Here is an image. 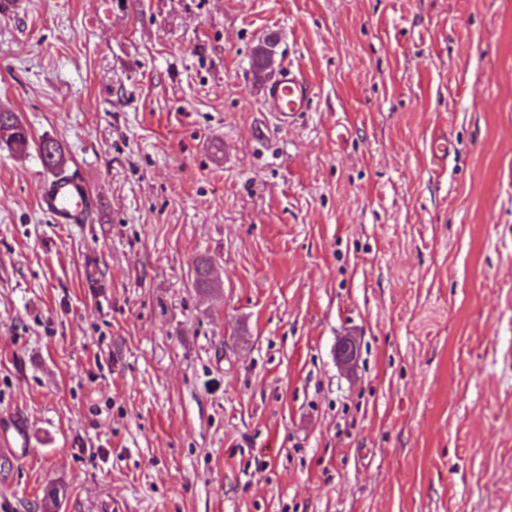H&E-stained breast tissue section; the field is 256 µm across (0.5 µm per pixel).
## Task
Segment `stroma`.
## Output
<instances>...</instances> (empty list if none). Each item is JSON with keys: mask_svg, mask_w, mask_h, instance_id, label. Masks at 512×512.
<instances>
[{"mask_svg": "<svg viewBox=\"0 0 512 512\" xmlns=\"http://www.w3.org/2000/svg\"><path fill=\"white\" fill-rule=\"evenodd\" d=\"M0 111V512H512V0H18ZM310 93L308 82L288 68L279 74L267 95L275 106L277 119L280 122H290L304 112L310 100ZM6 115L5 119H2ZM0 129L3 131L0 145L11 150L25 149L29 144V132L13 112H0ZM44 167L54 177L64 176V151L60 143L45 138L38 145ZM88 185L79 178L64 176L45 183L38 197L39 207L48 212L56 224H82L91 206Z\"/></svg>", "mask_w": 512, "mask_h": 512, "instance_id": "stroma-1", "label": "stroma"}]
</instances>
